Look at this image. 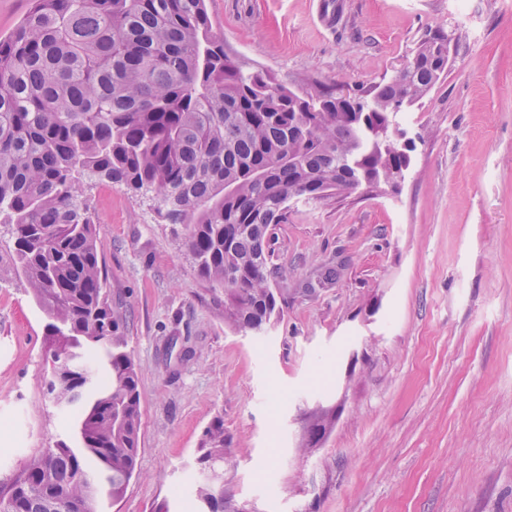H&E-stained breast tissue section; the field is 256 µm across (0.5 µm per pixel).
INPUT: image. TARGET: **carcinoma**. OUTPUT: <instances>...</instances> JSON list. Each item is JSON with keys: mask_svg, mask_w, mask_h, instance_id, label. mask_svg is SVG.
Listing matches in <instances>:
<instances>
[{"mask_svg": "<svg viewBox=\"0 0 512 512\" xmlns=\"http://www.w3.org/2000/svg\"><path fill=\"white\" fill-rule=\"evenodd\" d=\"M448 67L435 34L369 100L303 95L241 63L212 34L206 0H31L0 38V224L50 322L47 391L81 411V447L29 455L0 512H98L136 472L140 392L121 307L109 302L84 183L152 194L197 273L224 288V324L262 336L283 314L269 228L288 202L324 201L411 164L398 114ZM224 420L206 428L192 512H238L214 473Z\"/></svg>", "mask_w": 512, "mask_h": 512, "instance_id": "obj_1", "label": "carcinoma"}]
</instances>
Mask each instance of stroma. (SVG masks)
<instances>
[{
	"instance_id": "stroma-1",
	"label": "stroma",
	"mask_w": 512,
	"mask_h": 512,
	"mask_svg": "<svg viewBox=\"0 0 512 512\" xmlns=\"http://www.w3.org/2000/svg\"><path fill=\"white\" fill-rule=\"evenodd\" d=\"M213 32L302 93L361 95L450 38L406 110L396 187L291 203L266 240L288 298L268 335L224 324L156 203L87 195L139 375L137 473L101 512H181L203 432L224 420V493L243 512H512V0H208ZM0 226V487L71 427L48 398L47 318ZM334 411L320 448L308 415Z\"/></svg>"
}]
</instances>
